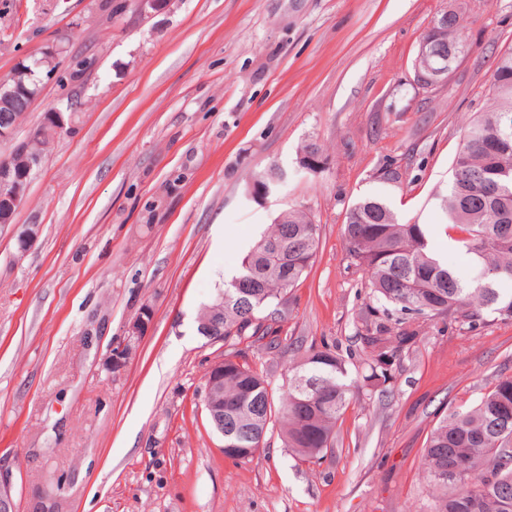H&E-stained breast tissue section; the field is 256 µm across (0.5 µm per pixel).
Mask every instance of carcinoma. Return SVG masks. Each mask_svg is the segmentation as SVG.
<instances>
[{"mask_svg": "<svg viewBox=\"0 0 512 512\" xmlns=\"http://www.w3.org/2000/svg\"><path fill=\"white\" fill-rule=\"evenodd\" d=\"M436 36L452 59L465 50L460 13L440 15ZM491 106L469 123L443 199L449 245L476 264L461 278L432 249L423 224L399 222L385 201L363 199L347 212L344 236L356 271L389 310L474 328L487 312L512 320V50L490 75ZM319 226L288 209L243 257L239 273L200 312L224 310V447L243 448L241 462L266 446L263 435L281 425L284 447L317 463L333 447L337 420L351 403L345 360L326 344L309 346L274 394L268 372L239 345L272 352L283 346L277 306L314 263ZM419 338L402 316L367 325L372 348L362 379L382 388L397 352ZM430 502L426 512H512V375L501 376L470 408L457 409L431 432L421 459Z\"/></svg>", "mask_w": 512, "mask_h": 512, "instance_id": "1", "label": "carcinoma"}]
</instances>
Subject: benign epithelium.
Listing matches in <instances>:
<instances>
[{
    "mask_svg": "<svg viewBox=\"0 0 512 512\" xmlns=\"http://www.w3.org/2000/svg\"><path fill=\"white\" fill-rule=\"evenodd\" d=\"M136 9L144 16H152L169 9L170 0H135ZM437 39L433 36L421 40L414 61L416 84L431 90L448 83V53H442L443 61H436ZM34 82L32 69L19 65L9 80L0 82V141L14 139L18 120L16 116L28 109L35 100L31 90ZM51 141L44 133H32L14 144L10 156L0 158V224H10L13 214L24 200L29 188L30 173L41 165L43 155ZM26 158V169L21 171L13 158ZM319 152H309L298 158V167L316 173L323 166ZM153 321V310L146 306L134 319L125 325L122 341L111 346L108 369L119 373L125 369L136 345L144 338ZM204 410L208 418L215 421L217 433H224V361L211 364L205 376ZM0 512H17L15 483L12 471L0 464Z\"/></svg>",
    "mask_w": 512,
    "mask_h": 512,
    "instance_id": "7a95c632",
    "label": "benign epithelium"
}]
</instances>
